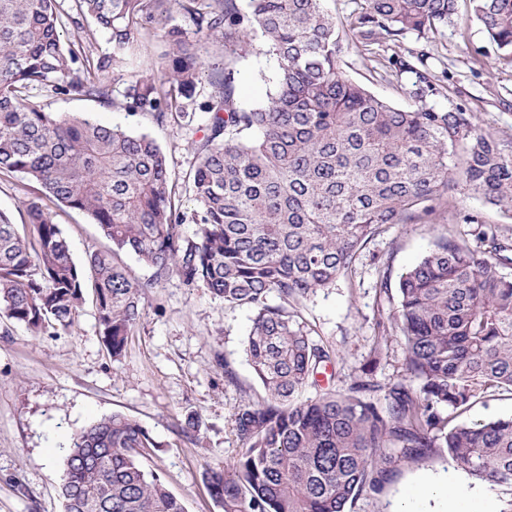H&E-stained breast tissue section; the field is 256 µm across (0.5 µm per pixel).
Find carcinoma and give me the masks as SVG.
Listing matches in <instances>:
<instances>
[{
	"mask_svg": "<svg viewBox=\"0 0 512 512\" xmlns=\"http://www.w3.org/2000/svg\"><path fill=\"white\" fill-rule=\"evenodd\" d=\"M179 6L193 35L241 56L260 41L274 59L273 90L245 110L234 73L211 65L214 94L199 104L207 134L196 142L194 237L181 231L166 154L150 137L88 116H56L31 95L118 105L111 75L138 39ZM326 0H0V172L21 173L45 197L81 211L115 249L77 264L46 208L27 207L34 238L0 217V312L40 335L70 330L91 284L105 347L125 351L141 319L144 285L120 258L130 251L158 283L171 276L229 308L253 311L245 354L263 394L239 404L231 426L240 456L206 473L221 512H350L379 493L391 465L439 455L472 479L512 492V417L450 423L496 391L512 393V242L483 234L477 250L440 236L400 276L398 305L375 322L374 358L395 335L403 374L383 400L363 368L345 387L319 384L332 350L311 334L300 305L348 275L367 245L395 224L460 218L457 189L512 217V141L481 128L438 94L410 61L388 63L417 77L414 104L399 108L351 81L341 67L336 17ZM494 46L512 62V0H468ZM459 0H362L349 31L368 47L407 34L429 40L453 21ZM90 19L112 52L82 54L64 24ZM159 62L127 79L124 107L159 123L185 118L202 62L187 36L165 32ZM276 302H269L270 297ZM312 388L314 395L302 397ZM155 442L122 414L76 434L66 450L64 512H186L142 458Z\"/></svg>",
	"mask_w": 512,
	"mask_h": 512,
	"instance_id": "carcinoma-1",
	"label": "carcinoma"
}]
</instances>
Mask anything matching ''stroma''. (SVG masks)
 I'll list each match as a JSON object with an SVG mask.
<instances>
[{"instance_id":"35a3bbf8","label":"stroma","mask_w":512,"mask_h":512,"mask_svg":"<svg viewBox=\"0 0 512 512\" xmlns=\"http://www.w3.org/2000/svg\"><path fill=\"white\" fill-rule=\"evenodd\" d=\"M422 50L430 51L427 73L442 89L436 104L464 102L482 128L512 140V63L495 58L467 6H460L453 22L430 43L409 35L400 43L368 51L353 36H344L342 67L348 78L375 96L406 108L413 103V74L384 73L380 65L389 55ZM231 67L241 107L264 102L272 88L273 59L253 53L233 58ZM45 102L48 111L62 116L89 114L103 125L154 138L176 183L182 231L193 236L199 204L189 173L196 160L194 144L204 135L203 113L159 123L149 114L90 100L50 95ZM44 201L37 184L16 173H0V216L16 224L20 233L32 231L28 204ZM458 201L461 209L479 208L485 217L481 225H455L460 239L474 247L484 232L512 240V218L464 195ZM53 217L75 262L111 249V242L86 214L57 207ZM446 229L441 222L394 225L368 245L335 288L305 301L301 313L313 336L331 345L337 355L333 375H320L321 384L346 386L350 375L362 368L370 369L382 385L400 377L403 350L398 338L389 337L386 357L375 360L370 355L377 316L390 315L397 305L396 293L379 288V261L389 259L390 280L398 282ZM121 258L147 289L141 319L120 358H112L102 342L93 299H86L74 327L59 334L34 336L0 315V512H63L65 447L89 424L114 413L136 421L153 437L156 446L144 464L184 501L188 512H219L203 473L239 457L231 415L239 403L261 392L244 352L253 314L225 307L206 290L187 287L174 277L154 282L152 269L135 255L125 252ZM219 353L230 364L235 383H228L217 367ZM190 413L201 421L192 439L180 428ZM446 469L447 462L440 457L400 467L378 494L360 498L352 512H395L419 478Z\"/></svg>"}]
</instances>
